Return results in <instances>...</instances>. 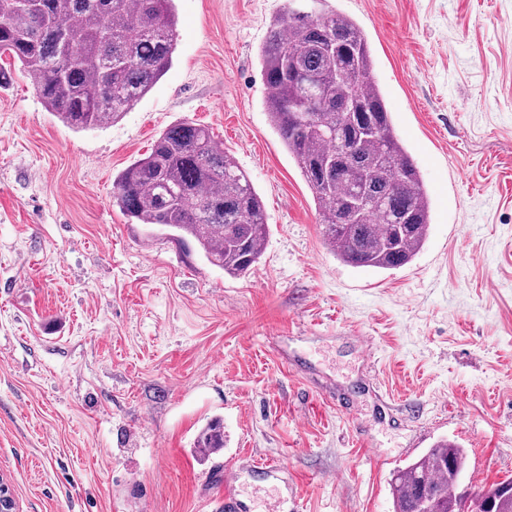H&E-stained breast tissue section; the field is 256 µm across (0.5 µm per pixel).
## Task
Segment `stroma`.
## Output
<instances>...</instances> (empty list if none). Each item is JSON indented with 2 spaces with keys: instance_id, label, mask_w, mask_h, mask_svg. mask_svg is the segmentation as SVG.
<instances>
[{
  "instance_id": "1",
  "label": "stroma",
  "mask_w": 512,
  "mask_h": 512,
  "mask_svg": "<svg viewBox=\"0 0 512 512\" xmlns=\"http://www.w3.org/2000/svg\"><path fill=\"white\" fill-rule=\"evenodd\" d=\"M286 0H175L173 64L118 122L74 131L0 63V476L19 512H393L442 438L465 480L512 478V0H327L360 25L432 196L424 248L338 260L271 126L259 50ZM209 129L265 204L259 264L225 275L128 219L116 175L170 125ZM224 421V448L194 440Z\"/></svg>"
}]
</instances>
